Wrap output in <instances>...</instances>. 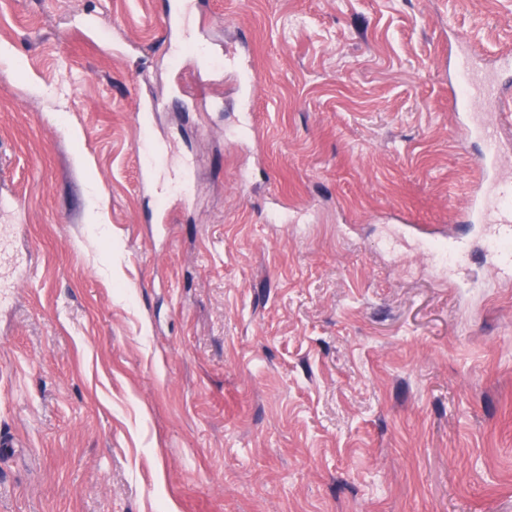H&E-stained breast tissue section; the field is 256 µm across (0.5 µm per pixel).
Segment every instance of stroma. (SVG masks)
I'll return each mask as SVG.
<instances>
[{
  "label": "stroma",
  "mask_w": 512,
  "mask_h": 512,
  "mask_svg": "<svg viewBox=\"0 0 512 512\" xmlns=\"http://www.w3.org/2000/svg\"><path fill=\"white\" fill-rule=\"evenodd\" d=\"M163 8L0 0V512H512V281L448 109L512 0H202L252 84L172 68ZM141 120L195 163L167 224Z\"/></svg>",
  "instance_id": "stroma-1"
}]
</instances>
